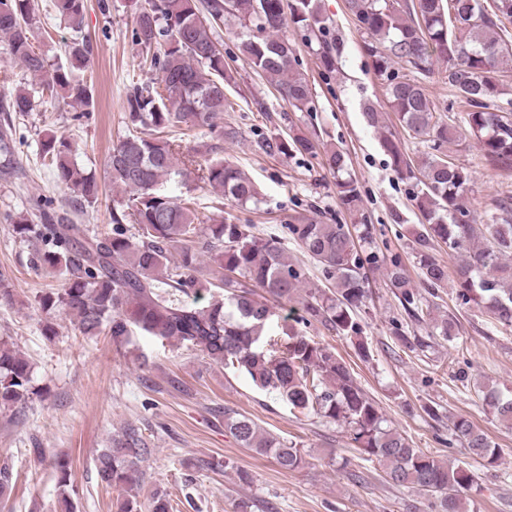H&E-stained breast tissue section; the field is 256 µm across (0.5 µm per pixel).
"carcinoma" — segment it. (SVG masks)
Instances as JSON below:
<instances>
[{
  "label": "carcinoma",
  "instance_id": "obj_1",
  "mask_svg": "<svg viewBox=\"0 0 512 512\" xmlns=\"http://www.w3.org/2000/svg\"><path fill=\"white\" fill-rule=\"evenodd\" d=\"M473 2L469 23L461 28L454 24L452 11H466L465 0H347V8L364 34L363 50L385 82L396 118L395 124L386 125L382 113L368 105L362 112L364 121L380 131L379 143L397 175L421 185L414 198L422 227L415 239L420 280L429 288L448 282L447 267L430 252L433 242H442L461 257L456 270L458 300L512 326V203L497 202L487 213L483 230L473 218L461 221L471 215L465 203L471 176L443 153L452 142L472 141L486 166L512 171V91L502 79L505 68L512 67V43L505 26V20L512 19V0ZM55 7L72 27H81L85 0H55ZM226 16L257 31L238 46L253 71L296 111L314 110L312 88L298 71L295 49L283 31H305L308 42L316 44L313 51L322 74L335 73L340 45L325 39L327 19L318 0H144L133 39L151 55L150 65L161 78L135 84L128 93L131 122L151 134L128 135L109 157L111 181L132 192L126 209L112 213V232L83 241L79 224L14 219L17 235L47 246L35 252L34 263L64 277L63 287L45 292L40 306L49 314L72 317L87 336L109 328L117 346L130 344L136 333L190 345L212 362L245 373L257 388L277 393L291 409L345 428L363 460L381 465L389 483L415 488L432 499L435 512H462L458 492L474 487L472 472L412 447L334 351L292 328L280 332L269 305L272 300L300 304L304 315L299 321L317 322L353 339L358 356L365 359L369 347L361 336L358 312L370 301L368 269L383 263L405 311L418 317L421 300L412 290L401 256L392 253L380 260L373 253L363 255L357 241L368 239L366 229L354 235L339 222L289 224L290 239L321 265L331 285L328 290L308 287L301 268L288 261L277 239L256 235L249 224L202 217L191 199L161 190L178 161L176 144L161 137L165 129L185 123L218 137L237 136L221 125L229 106L225 87L233 75L226 71L224 51L212 36L214 24ZM33 20V0H0V37L6 54L47 88L63 91L81 108L79 117L88 116L92 91L75 80L73 72L90 60L91 42H72L67 62L50 70L33 45ZM399 63L406 64L409 73H399ZM440 64L445 65L442 79L464 107L450 126L437 120L424 84ZM399 127L426 145L418 161L402 151ZM257 147L269 154L321 157L336 177L341 209L354 218L360 215V185L348 173L347 157L338 147L299 128L286 137H264ZM42 151L50 157L58 180L76 197L89 205L97 201L98 187L74 162L70 143L50 136ZM201 179L241 204L259 202L256 184L226 159L209 160ZM484 231L489 236L486 244L480 242ZM202 247L214 255L218 267L213 280L204 284L195 277ZM173 250L180 256L174 264ZM218 290L227 297L199 304L201 292ZM434 329L450 343L456 339L451 316L435 323ZM32 375L30 362L0 339V406L34 394ZM486 398L494 417L511 426L512 393L491 390ZM224 428L242 447L272 457L283 471L302 463L297 444L262 431L247 415L224 414ZM452 437L471 456L489 464L499 458L495 443L464 416L453 421ZM141 452L129 441L118 440L97 458L100 481L126 490L119 512H137ZM53 466L60 486H69V460L57 457Z\"/></svg>",
  "mask_w": 512,
  "mask_h": 512
}]
</instances>
